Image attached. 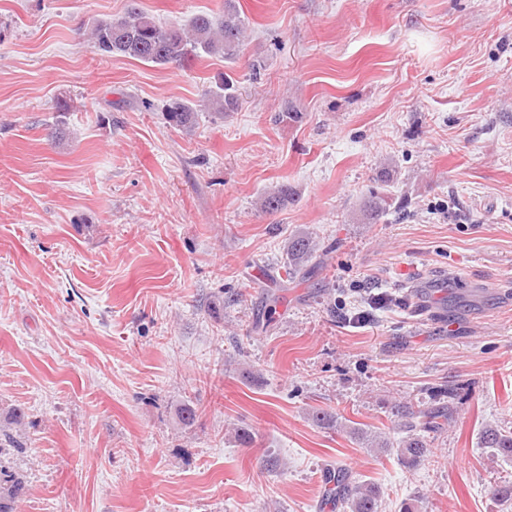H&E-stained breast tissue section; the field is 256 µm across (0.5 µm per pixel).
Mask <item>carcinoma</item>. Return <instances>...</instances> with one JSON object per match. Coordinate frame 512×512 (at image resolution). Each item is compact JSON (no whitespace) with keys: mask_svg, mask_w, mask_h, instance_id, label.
<instances>
[{"mask_svg":"<svg viewBox=\"0 0 512 512\" xmlns=\"http://www.w3.org/2000/svg\"><path fill=\"white\" fill-rule=\"evenodd\" d=\"M135 2L129 0L126 12L121 16L92 23L88 38L100 56L120 55L160 66L188 68L204 55L234 60L245 42V18L240 13L237 0H224L220 18L198 14L187 28L158 24L139 10ZM202 100L208 102L213 113L219 117L239 108L236 86L224 77L204 90ZM69 111L71 104L68 100L56 102L54 138L59 142L65 138V116ZM164 114L170 126L189 131L196 124L198 109L194 103L175 99L165 105ZM293 199V189L283 183L261 198L260 208L265 212L278 211L287 207ZM390 207L389 197L376 193L364 205L366 219L376 221ZM286 251L288 276L293 278L300 273L304 264L318 257L319 245L312 234L301 231L288 236ZM453 397L454 390L446 388L436 396V400L440 401V406L436 408L415 411L410 406L396 407L398 426L407 432V436L395 445L380 434L365 432L362 439L366 447L378 454L394 451L402 463L409 467L417 465L427 453V442L418 431L451 421L457 412ZM198 416L199 408L191 403H183L176 410L178 423L184 428L193 427ZM481 444L497 456L512 460V427L486 425L481 431ZM24 494V482L0 468V512H15L16 503ZM381 495V488L377 484L348 476L338 491L336 502L343 512H378Z\"/></svg>","mask_w":512,"mask_h":512,"instance_id":"1","label":"carcinoma"}]
</instances>
